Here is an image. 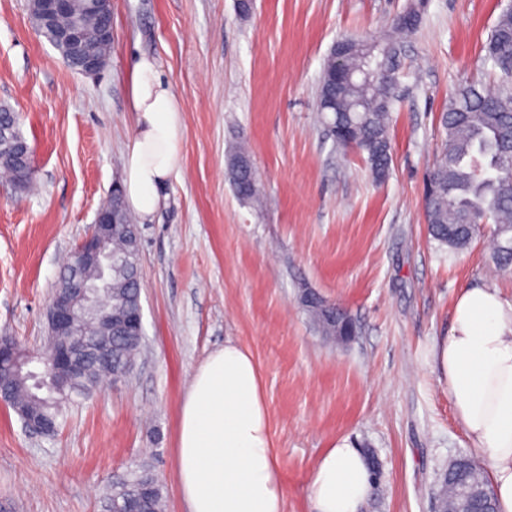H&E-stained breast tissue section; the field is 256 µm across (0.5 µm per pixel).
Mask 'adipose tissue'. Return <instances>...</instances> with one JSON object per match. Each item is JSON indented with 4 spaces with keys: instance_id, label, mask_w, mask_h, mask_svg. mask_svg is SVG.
Instances as JSON below:
<instances>
[{
    "instance_id": "adipose-tissue-1",
    "label": "adipose tissue",
    "mask_w": 512,
    "mask_h": 512,
    "mask_svg": "<svg viewBox=\"0 0 512 512\" xmlns=\"http://www.w3.org/2000/svg\"><path fill=\"white\" fill-rule=\"evenodd\" d=\"M136 123L124 154L122 190L141 215L180 165L182 115L153 57L130 74ZM436 367L457 417L488 474L498 512H512V307L491 288L460 294L451 330L435 341ZM176 464L188 512H283L281 471L272 450L268 403L251 352L233 341L195 372L180 408ZM374 480L365 454L335 444L308 479L313 512H361Z\"/></svg>"
}]
</instances>
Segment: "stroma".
<instances>
[{
  "mask_svg": "<svg viewBox=\"0 0 512 512\" xmlns=\"http://www.w3.org/2000/svg\"><path fill=\"white\" fill-rule=\"evenodd\" d=\"M512 0H425L402 55L404 95L375 179L337 149L318 111L334 43L380 40L410 0H112V50L96 75L70 69L35 31L27 0H0V106L22 117L36 187L0 171V336L41 347L45 310L98 209L122 183L134 131L128 74L160 63L182 106L181 165L138 219L144 350L132 373L67 405L55 435L28 436L0 404V512H104L112 485L149 466L167 512H188L175 448L180 407L206 357L232 340L251 351L284 479L283 512H311L308 476L333 443L371 452L381 475L362 512H435L431 489L473 455L433 358L463 289H498L490 235L439 248L424 179L455 89L499 80L484 45ZM247 143L264 198L241 202L229 177ZM313 291L359 334L324 343L300 303Z\"/></svg>",
  "mask_w": 512,
  "mask_h": 512,
  "instance_id": "obj_1",
  "label": "stroma"
}]
</instances>
